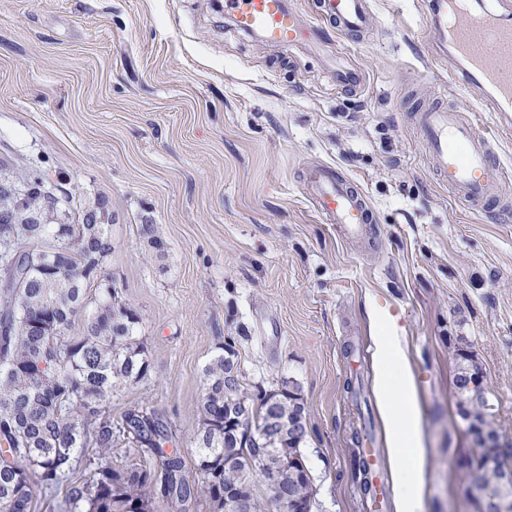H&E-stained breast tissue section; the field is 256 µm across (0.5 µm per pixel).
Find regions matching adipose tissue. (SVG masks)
<instances>
[{
  "label": "adipose tissue",
  "mask_w": 512,
  "mask_h": 512,
  "mask_svg": "<svg viewBox=\"0 0 512 512\" xmlns=\"http://www.w3.org/2000/svg\"><path fill=\"white\" fill-rule=\"evenodd\" d=\"M376 387L394 464L396 512H422L425 448L407 359L392 336L375 338Z\"/></svg>",
  "instance_id": "adipose-tissue-1"
}]
</instances>
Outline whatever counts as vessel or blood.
<instances>
[{
  "mask_svg": "<svg viewBox=\"0 0 512 512\" xmlns=\"http://www.w3.org/2000/svg\"><path fill=\"white\" fill-rule=\"evenodd\" d=\"M313 23H304L289 0H224V15L234 27L280 45H301L332 36L369 33L368 0H315ZM431 25L447 36L463 63L467 84L488 88L498 111L512 110V0L473 5L471 0H436ZM416 132L432 167L458 202L476 206L505 204L501 190L512 174L492 162L490 133L470 115L426 105L413 116ZM306 185L327 223L339 225L349 240L365 242L375 216L367 198L349 178L328 166L309 169Z\"/></svg>",
  "mask_w": 512,
  "mask_h": 512,
  "instance_id": "1",
  "label": "vessel or blood"
}]
</instances>
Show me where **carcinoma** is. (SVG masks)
Returning a JSON list of instances; mask_svg holds the SVG:
<instances>
[{"label":"carcinoma","instance_id":"1","mask_svg":"<svg viewBox=\"0 0 512 512\" xmlns=\"http://www.w3.org/2000/svg\"><path fill=\"white\" fill-rule=\"evenodd\" d=\"M47 184L38 167L0 180V512H31L39 487L64 490L61 512H154L160 482L170 512H224V487L244 482L253 488V512H269L271 493L258 490L263 447L273 464L288 467L295 495L312 501L303 455L308 431L299 441L260 432L273 406L307 424L298 393L281 388L249 397L236 362L222 352L204 367L195 477L179 450L163 451L171 432L161 415L134 406L112 420L108 403L117 390L150 374L139 318L102 275L112 248L108 225L88 219L54 238L55 225L36 220L44 215ZM94 282L97 295L89 301ZM79 317L81 335H67ZM24 322L36 327L24 333ZM476 372L459 354V410L495 432L493 414L467 388ZM118 438L158 463L113 465L107 454ZM89 444L98 453L85 454Z\"/></svg>","mask_w":512,"mask_h":512}]
</instances>
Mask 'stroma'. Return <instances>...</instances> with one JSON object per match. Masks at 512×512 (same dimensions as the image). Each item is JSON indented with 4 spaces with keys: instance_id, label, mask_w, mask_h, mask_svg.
Here are the masks:
<instances>
[{
    "instance_id": "obj_1",
    "label": "stroma",
    "mask_w": 512,
    "mask_h": 512,
    "mask_svg": "<svg viewBox=\"0 0 512 512\" xmlns=\"http://www.w3.org/2000/svg\"><path fill=\"white\" fill-rule=\"evenodd\" d=\"M372 10L377 39L283 47L236 31L224 0H0V175L41 166L105 215L103 270L151 363L113 418L154 409L194 462L203 368L228 346L248 394L297 387L312 512H396L373 505L367 468L376 456L392 485L373 307L400 328L419 394L423 512H478L454 374L468 353L512 441V210L454 200L412 113L475 111L507 166L512 115L464 85L429 0ZM340 64L365 73L363 90L337 87ZM311 165L358 181L377 219L369 244L317 212Z\"/></svg>"
}]
</instances>
